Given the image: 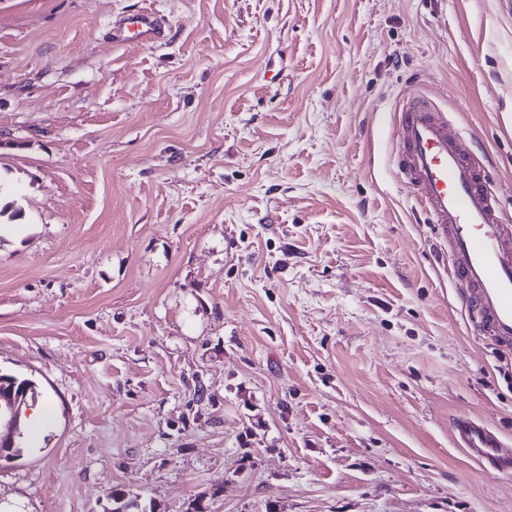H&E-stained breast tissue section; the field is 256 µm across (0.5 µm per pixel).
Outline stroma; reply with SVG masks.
Wrapping results in <instances>:
<instances>
[{
    "label": "stroma",
    "mask_w": 512,
    "mask_h": 512,
    "mask_svg": "<svg viewBox=\"0 0 512 512\" xmlns=\"http://www.w3.org/2000/svg\"><path fill=\"white\" fill-rule=\"evenodd\" d=\"M149 7L160 43L113 46ZM427 94L512 222V0H0V512H512V349L393 163ZM12 397L19 404H9L7 410L0 409V445L9 446L13 441V434L19 427L23 403H28L30 399L31 405L35 402L38 392L35 383L28 378H20L9 373L0 371V396ZM453 432L461 448L496 470L512 469V448L502 443L492 430L469 417H458Z\"/></svg>",
    "instance_id": "obj_1"
}]
</instances>
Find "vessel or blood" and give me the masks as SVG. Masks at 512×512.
<instances>
[{"label": "vessel or blood", "instance_id": "b4317fda", "mask_svg": "<svg viewBox=\"0 0 512 512\" xmlns=\"http://www.w3.org/2000/svg\"><path fill=\"white\" fill-rule=\"evenodd\" d=\"M167 35L165 21L144 9L116 22L113 44L153 43ZM396 133L404 150L397 167L430 223L448 246L452 275L475 332L512 346V225L503 223L489 192V168L476 142L441 117L424 98L401 107ZM460 447L497 470L512 469V446L469 417L453 425Z\"/></svg>", "mask_w": 512, "mask_h": 512}]
</instances>
